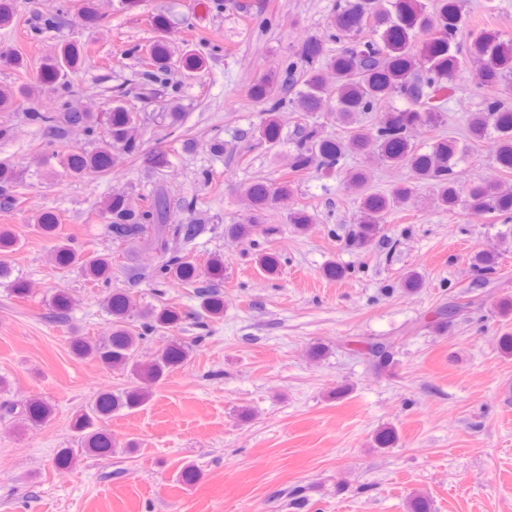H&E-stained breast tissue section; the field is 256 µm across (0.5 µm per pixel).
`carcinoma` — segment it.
Segmentation results:
<instances>
[{
    "label": "carcinoma",
    "mask_w": 512,
    "mask_h": 512,
    "mask_svg": "<svg viewBox=\"0 0 512 512\" xmlns=\"http://www.w3.org/2000/svg\"><path fill=\"white\" fill-rule=\"evenodd\" d=\"M465 0H336V11L329 24L328 41L336 50L325 55L321 39L310 37L276 70L263 75L252 89L261 105V121L254 129L257 144L274 149L281 133L278 112L285 104L296 106L309 117L327 108L336 122L346 128L358 112H379L380 119L367 130L355 129L345 140L322 135L315 122L299 124L292 140L293 160L289 173L276 185L253 181L246 189L252 214L242 223L224 225V235L249 239L272 229L261 224V213L290 196L297 176L311 170L330 172L342 168L349 154H379L390 167L405 168L411 180L395 185L387 193L370 191V175L365 169L345 171L346 182L358 192L359 217L349 229V243L368 249L385 237L388 216L406 204L418 184L430 185L437 203L446 211L464 205L467 209L507 222L512 219V190L493 192L482 184L461 188L456 167L465 160L470 144L493 138L495 162L506 172L512 170V40L501 33L482 29L471 31L468 41H457L464 25ZM140 62L138 95L154 94L156 87L169 85L173 52L165 40L153 42ZM79 51L66 48L61 56L43 64V78L52 85L56 106L42 112L31 104L25 112L28 123L49 135L45 143L47 159L58 161L64 172L78 179H97L109 174L118 156L136 158L143 153L138 133V113L125 101L112 102L99 116L80 109L74 100L71 74ZM478 63L484 80L494 94L471 115L466 129L468 141L437 138L427 151H421L408 137L411 126L436 125L443 114V103L456 90V77L466 64ZM204 56L187 50L180 57L179 69L196 75L203 70ZM334 73L326 85L325 71ZM164 120L176 129L183 123L177 89H172ZM75 127L83 129L92 145L89 150L64 153L60 147ZM18 173L15 164L0 160V209L17 205ZM198 201L192 197L174 208L167 190L159 185L143 196L136 208L128 206L124 195L115 194L101 208V216L112 242H137L160 255V264L149 274L156 284L180 281L195 289L200 300L198 318H220L224 301V258L212 255L199 268L191 258L196 241L208 230L199 217ZM289 223L301 233L313 227V218L299 208L289 213ZM57 218L45 212L33 218L31 227L52 236ZM57 265L81 263L83 273L94 282L106 283L112 277V256H81L68 239H59L52 250ZM499 264L498 253L479 250L470 256L471 268L481 274L492 273ZM112 328L96 339L78 337L71 341L73 355L94 360L109 369H119L135 379L151 383L163 380L189 357V347L172 337L149 362L138 358L140 344L148 336L179 329L183 316L171 306L134 307L131 297L114 292L105 298ZM391 345L382 339L366 343L365 355L376 368L387 366ZM152 393L132 386L98 394L92 403L73 415L72 428L84 453L105 455L112 449L108 422L120 411L132 412L146 404ZM6 414L21 424L38 425L48 421L53 406L33 399L22 406L0 404ZM397 441L396 430L380 429L374 444L385 449ZM408 512H432L431 500L415 493L407 500Z\"/></svg>",
    "instance_id": "cac0c4a2"
}]
</instances>
